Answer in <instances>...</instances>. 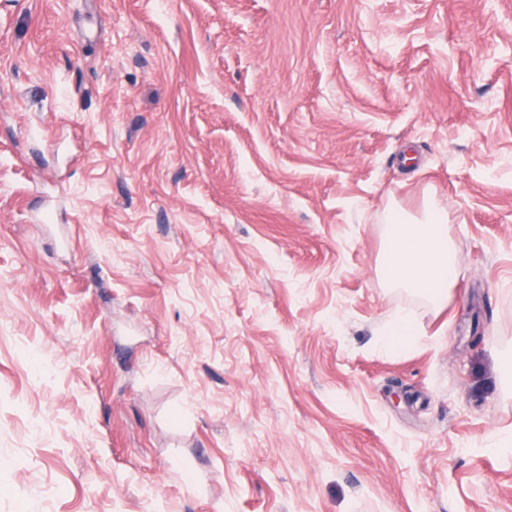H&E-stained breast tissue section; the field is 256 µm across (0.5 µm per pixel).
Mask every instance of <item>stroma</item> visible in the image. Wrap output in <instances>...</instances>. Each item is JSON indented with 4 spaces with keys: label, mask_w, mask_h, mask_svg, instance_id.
I'll return each mask as SVG.
<instances>
[{
    "label": "stroma",
    "mask_w": 512,
    "mask_h": 512,
    "mask_svg": "<svg viewBox=\"0 0 512 512\" xmlns=\"http://www.w3.org/2000/svg\"><path fill=\"white\" fill-rule=\"evenodd\" d=\"M511 359L512 0H0V512H512ZM385 250L384 268L391 286L440 301L456 281L455 248L448 238V217L429 209L420 224L395 212Z\"/></svg>",
    "instance_id": "stroma-1"
}]
</instances>
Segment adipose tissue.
Listing matches in <instances>:
<instances>
[{
  "label": "adipose tissue",
  "instance_id": "1",
  "mask_svg": "<svg viewBox=\"0 0 512 512\" xmlns=\"http://www.w3.org/2000/svg\"><path fill=\"white\" fill-rule=\"evenodd\" d=\"M384 268L391 286L429 299L442 300L456 281L455 248L448 237V217L429 209L414 224L394 214L385 250Z\"/></svg>",
  "mask_w": 512,
  "mask_h": 512
}]
</instances>
